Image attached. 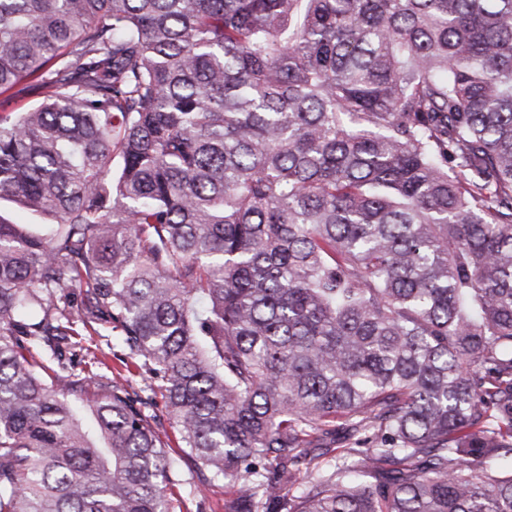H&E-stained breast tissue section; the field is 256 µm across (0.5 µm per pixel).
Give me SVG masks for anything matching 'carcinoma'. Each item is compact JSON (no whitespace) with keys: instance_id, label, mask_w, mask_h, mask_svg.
Masks as SVG:
<instances>
[{"instance_id":"obj_1","label":"carcinoma","mask_w":512,"mask_h":512,"mask_svg":"<svg viewBox=\"0 0 512 512\" xmlns=\"http://www.w3.org/2000/svg\"><path fill=\"white\" fill-rule=\"evenodd\" d=\"M0 512H512V0H0ZM10 98V103L5 107V111L0 107V112H19L20 110L33 105L36 97L33 96L25 86H17L0 95V102ZM82 345L89 348V351H78L75 358V365L81 361V365H76L77 372L84 367V363H90L93 355L102 360L105 365H99L100 372L109 373L107 369L112 370V379L131 385L128 387L132 396H140L146 399L152 396V392L146 387V383L141 379L142 370L137 359L131 358L129 351L122 345L112 339V336H89L85 337ZM84 360V361H83ZM120 373V375H118ZM124 379H127L125 381ZM128 383V384H127ZM153 425L160 434L164 448L175 458L176 473L171 477L173 488L170 494V512H224V498L227 488L224 481L209 483L193 465L180 458L182 448L178 428L167 413L158 396L155 405L149 409Z\"/></svg>"}]
</instances>
